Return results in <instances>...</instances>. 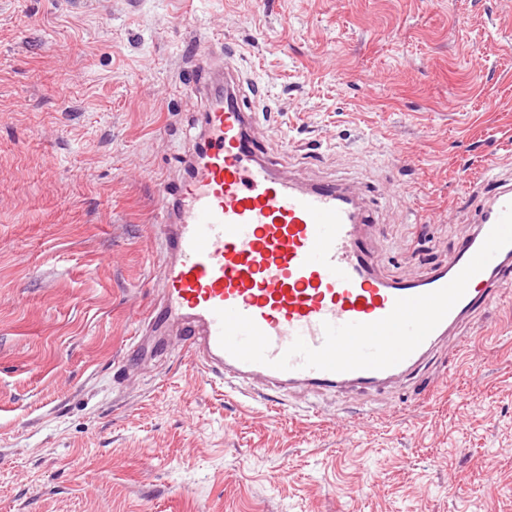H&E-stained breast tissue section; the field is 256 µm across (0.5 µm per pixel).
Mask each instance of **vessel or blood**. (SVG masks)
<instances>
[{"label": "vessel or blood", "mask_w": 512, "mask_h": 512, "mask_svg": "<svg viewBox=\"0 0 512 512\" xmlns=\"http://www.w3.org/2000/svg\"><path fill=\"white\" fill-rule=\"evenodd\" d=\"M205 92V134L189 175L165 188L163 206L176 221L161 234L163 299L147 325L179 328L175 347L207 371L236 379L241 388L384 390L419 368L461 325L480 315L512 285V245L503 247L468 282L464 296L425 341L399 364L381 370L329 372L272 368L295 339L321 347L324 323H370L387 316L397 299L449 284L477 253L506 206L512 182L491 176L487 195L454 261L422 276L392 277L380 270L379 227L363 199L339 182L305 186L277 174L249 129L259 121L238 72L221 78L198 69ZM251 317L270 346L268 364L246 363L220 343V309ZM157 355L133 336L125 366L139 368Z\"/></svg>", "instance_id": "1"}]
</instances>
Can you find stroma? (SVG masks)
Masks as SVG:
<instances>
[{"label":"stroma","mask_w":512,"mask_h":512,"mask_svg":"<svg viewBox=\"0 0 512 512\" xmlns=\"http://www.w3.org/2000/svg\"><path fill=\"white\" fill-rule=\"evenodd\" d=\"M227 59L277 169L361 193L388 275L447 264L512 176V0H0V512H512V293L391 390L121 370L192 71Z\"/></svg>","instance_id":"1"}]
</instances>
